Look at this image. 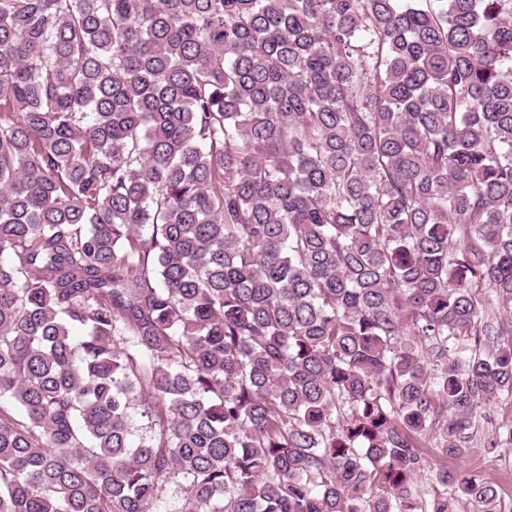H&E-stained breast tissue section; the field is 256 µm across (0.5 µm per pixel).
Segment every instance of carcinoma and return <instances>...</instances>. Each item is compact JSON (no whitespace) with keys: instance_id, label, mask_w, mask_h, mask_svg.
Wrapping results in <instances>:
<instances>
[{"instance_id":"cac0c4a2","label":"carcinoma","mask_w":512,"mask_h":512,"mask_svg":"<svg viewBox=\"0 0 512 512\" xmlns=\"http://www.w3.org/2000/svg\"><path fill=\"white\" fill-rule=\"evenodd\" d=\"M501 399L512 0H0V512H498ZM512 422V402L500 400L490 409L482 410L466 431L467 454L458 460H448V467L470 471L495 485L501 512H512V449L498 448L489 452L500 427Z\"/></svg>"}]
</instances>
